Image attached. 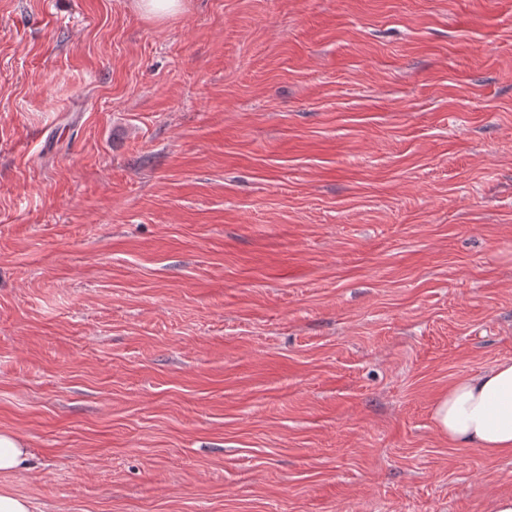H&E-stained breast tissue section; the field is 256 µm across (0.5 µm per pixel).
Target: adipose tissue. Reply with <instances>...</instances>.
<instances>
[{
    "instance_id": "1",
    "label": "adipose tissue",
    "mask_w": 512,
    "mask_h": 512,
    "mask_svg": "<svg viewBox=\"0 0 512 512\" xmlns=\"http://www.w3.org/2000/svg\"><path fill=\"white\" fill-rule=\"evenodd\" d=\"M432 415L450 445L512 455V360L450 384L436 398Z\"/></svg>"
}]
</instances>
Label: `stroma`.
<instances>
[{
    "label": "stroma",
    "instance_id": "35a3bbf8",
    "mask_svg": "<svg viewBox=\"0 0 512 512\" xmlns=\"http://www.w3.org/2000/svg\"><path fill=\"white\" fill-rule=\"evenodd\" d=\"M0 0V430L44 512H490L435 399L512 359V0ZM138 9L147 16L165 18L182 10V0H137ZM29 449L19 434L0 431V475L10 476L29 467Z\"/></svg>",
    "mask_w": 512,
    "mask_h": 512
}]
</instances>
